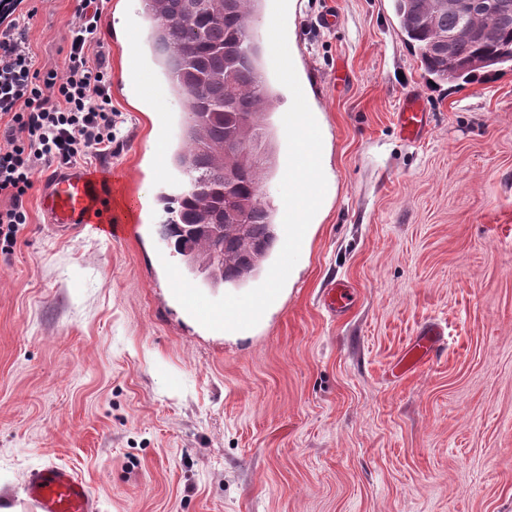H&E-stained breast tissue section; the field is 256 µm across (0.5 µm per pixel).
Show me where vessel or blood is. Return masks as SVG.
Masks as SVG:
<instances>
[{
	"label": "vessel or blood",
	"mask_w": 512,
	"mask_h": 512,
	"mask_svg": "<svg viewBox=\"0 0 512 512\" xmlns=\"http://www.w3.org/2000/svg\"><path fill=\"white\" fill-rule=\"evenodd\" d=\"M401 134L406 139L422 138L428 127V114L422 98L406 97L397 114ZM49 228L65 235L86 227L111 234L123 232L122 224L112 220L110 188L86 169L71 168L56 171L46 181L40 198ZM352 303V292L342 284H330L327 307L331 312L345 313ZM442 331L427 329L406 355L398 362V374H405L426 360L441 341ZM25 494L37 505L39 512H98V503L88 486L69 470L48 466L33 470L27 479Z\"/></svg>",
	"instance_id": "vessel-or-blood-1"
}]
</instances>
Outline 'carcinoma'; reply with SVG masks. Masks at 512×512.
I'll list each match as a JSON object with an SVG mask.
<instances>
[{"label":"carcinoma","mask_w":512,"mask_h":512,"mask_svg":"<svg viewBox=\"0 0 512 512\" xmlns=\"http://www.w3.org/2000/svg\"><path fill=\"white\" fill-rule=\"evenodd\" d=\"M152 31V51L171 93L187 103L171 166L188 181L207 188L205 198L188 191L168 196L167 222L161 237L182 258L192 256L215 272L223 284L240 285L262 268L277 242L275 210L262 200V177L274 167L269 110L276 96L261 71V47L250 23L260 0H238L236 10H224V0H203L186 13L188 0H141ZM395 16L405 40L431 83L472 81L512 64V24L501 25L492 39H471L455 45L452 57L435 49L436 41L460 23L451 6L440 10L431 26L417 22L414 13H428L430 0H393ZM196 112H226L222 120L199 125ZM244 143L261 140L267 158L239 155L224 158L230 138ZM248 202L240 223L241 235L229 226L215 238L198 230L200 224H218L232 199Z\"/></svg>","instance_id":"cac0c4a2"}]
</instances>
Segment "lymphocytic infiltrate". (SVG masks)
I'll list each match as a JSON object with an SVG mask.
<instances>
[{
  "instance_id": "1",
  "label": "lymphocytic infiltrate",
  "mask_w": 512,
  "mask_h": 512,
  "mask_svg": "<svg viewBox=\"0 0 512 512\" xmlns=\"http://www.w3.org/2000/svg\"><path fill=\"white\" fill-rule=\"evenodd\" d=\"M29 0H0V252L28 221L35 173L123 149V118L112 105L103 0H80L61 69L40 71L19 24Z\"/></svg>"
}]
</instances>
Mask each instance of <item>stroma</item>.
Wrapping results in <instances>:
<instances>
[{
  "label": "stroma",
  "instance_id": "obj_1",
  "mask_svg": "<svg viewBox=\"0 0 512 512\" xmlns=\"http://www.w3.org/2000/svg\"><path fill=\"white\" fill-rule=\"evenodd\" d=\"M76 4L34 0L38 67L62 64ZM293 14L327 192L278 303L233 338L193 318L154 261H180L158 233L177 176L155 161L186 105L156 74L140 0H108L127 142L87 168L111 178L127 230L51 233L39 174L0 254V501L18 512H35L23 485L48 465L84 480L99 512H512V70L429 83L392 0H296ZM130 64L154 74L149 92H130ZM277 91L263 195L280 211L292 95ZM414 92L430 126L409 141L396 114ZM333 279L354 294L341 316L324 302ZM431 323L441 353L394 377Z\"/></svg>",
  "mask_w": 512,
  "mask_h": 512
}]
</instances>
